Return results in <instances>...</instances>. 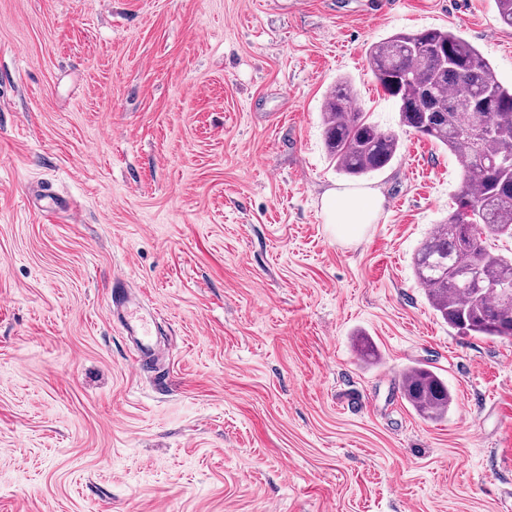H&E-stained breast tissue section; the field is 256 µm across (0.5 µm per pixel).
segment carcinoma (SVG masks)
Here are the masks:
<instances>
[{"label":"carcinoma","mask_w":512,"mask_h":512,"mask_svg":"<svg viewBox=\"0 0 512 512\" xmlns=\"http://www.w3.org/2000/svg\"><path fill=\"white\" fill-rule=\"evenodd\" d=\"M372 74L385 94L400 104V123L457 157L463 169L457 208L436 226L413 257L414 273L427 300L445 323L470 335L512 337V302L497 286L512 284V256L489 245L512 238V85H504L490 62L451 30L394 33L367 51ZM351 81L341 77L326 95L324 146L336 170L349 177L389 166L400 151L397 133L380 128L355 110ZM484 101L482 112L473 104ZM481 210L485 233L461 222L464 205ZM483 258L484 287L465 285L462 271L472 255ZM403 396L418 415H448L453 394L433 370L405 372Z\"/></svg>","instance_id":"1"}]
</instances>
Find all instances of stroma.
<instances>
[{
    "label": "stroma",
    "mask_w": 512,
    "mask_h": 512,
    "mask_svg": "<svg viewBox=\"0 0 512 512\" xmlns=\"http://www.w3.org/2000/svg\"><path fill=\"white\" fill-rule=\"evenodd\" d=\"M431 28L512 84L494 0H0V512H512V339L412 266L461 167L367 59ZM343 76L401 139L357 180L324 148ZM335 188L383 197L357 242ZM417 364L444 419L403 398ZM125 331L127 336H131L136 342L138 348V356L135 358L137 367L141 358L145 357L150 361L156 356V349L151 334L144 321L132 313H128L124 317ZM403 396L421 417L437 420L448 415L453 394L433 370L416 365L405 372Z\"/></svg>",
    "instance_id": "1"
}]
</instances>
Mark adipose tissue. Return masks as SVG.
<instances>
[{
    "label": "adipose tissue",
    "mask_w": 512,
    "mask_h": 512,
    "mask_svg": "<svg viewBox=\"0 0 512 512\" xmlns=\"http://www.w3.org/2000/svg\"><path fill=\"white\" fill-rule=\"evenodd\" d=\"M382 204L381 195L374 190H329L322 198L327 223L337 236L356 239L368 224L373 223Z\"/></svg>",
    "instance_id": "ef3b65f1"
}]
</instances>
